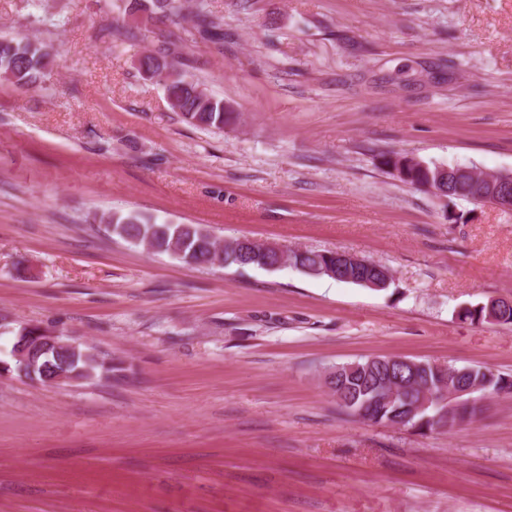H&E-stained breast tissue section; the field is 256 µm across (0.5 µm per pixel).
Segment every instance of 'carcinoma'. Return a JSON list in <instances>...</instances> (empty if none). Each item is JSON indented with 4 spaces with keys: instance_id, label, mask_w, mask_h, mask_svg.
<instances>
[{
    "instance_id": "obj_1",
    "label": "carcinoma",
    "mask_w": 512,
    "mask_h": 512,
    "mask_svg": "<svg viewBox=\"0 0 512 512\" xmlns=\"http://www.w3.org/2000/svg\"><path fill=\"white\" fill-rule=\"evenodd\" d=\"M140 8L152 13L175 15L180 6L177 0H146ZM169 49L162 55L148 53L139 59V72L151 80L159 82L165 91L171 109L178 112L190 124L210 129L222 130L234 122L236 113L218 99L206 93L200 84L182 70ZM52 66V54L49 47L43 43L0 38V78L19 87H37L47 76ZM382 164L392 170V175L400 181L413 187L424 181H441L448 184V174L442 173L443 165L426 162L414 156L401 153H389L383 156ZM112 234L126 239L149 244L151 250L159 253H170L183 263L195 266H212L216 254L210 247L212 235L200 224H170L159 223L151 216L129 215L122 217L112 215L107 218ZM224 267L237 266L260 267L276 261V253L262 247L249 249L240 244L239 239L233 238L224 245L222 256L219 257ZM289 261L295 269L314 277L328 275L336 271L340 259L334 251L300 250L289 252ZM392 271L379 263L371 262L359 271H351V283L356 284L362 279L382 280ZM489 301L469 305L462 308L457 315L461 321L470 323H486ZM44 365V377L50 379L57 371L65 370L74 374V379H120L123 368L112 365L98 356L77 357L69 360L63 356L41 357ZM456 367L448 366V373L443 374L433 368H428L427 382L430 383L428 393L439 391L440 384L448 383L455 386L456 377L453 371ZM388 372V365L379 360L369 358L352 363L336 366L328 371L325 385L333 394H339L342 401L338 405L351 414H356L363 401L373 398V394ZM465 378L478 385L474 400L456 402L448 411L451 424L472 420L478 411V400L487 395H512V378L496 375L493 372L476 366L468 367ZM420 393L406 391L403 397L393 401L376 402L366 408V414L359 419L373 424H386L393 418L411 414L406 426L420 432L432 431L438 422L434 417L443 407L430 403L421 412L410 413L408 407L419 402Z\"/></svg>"
}]
</instances>
